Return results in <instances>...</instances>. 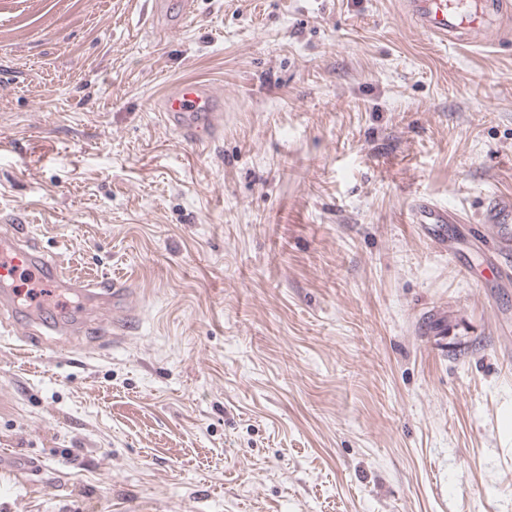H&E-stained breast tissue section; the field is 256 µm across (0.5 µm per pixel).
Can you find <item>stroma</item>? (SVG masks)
<instances>
[{
	"label": "stroma",
	"instance_id": "obj_1",
	"mask_svg": "<svg viewBox=\"0 0 512 512\" xmlns=\"http://www.w3.org/2000/svg\"><path fill=\"white\" fill-rule=\"evenodd\" d=\"M500 35L449 46L401 0H0V209L138 303L71 349L0 321V512H512ZM184 79L224 94L208 145L154 109ZM197 0H153L154 13L157 16H171L176 13L188 18L194 11ZM481 223L490 227L499 241V248L491 264L496 269L499 284L508 287L512 284V265L503 266L499 257L512 258V198H494L489 201L482 212ZM455 217L453 210L427 200L419 201L411 211L412 224H420L432 240L444 247H449L447 224H457Z\"/></svg>",
	"mask_w": 512,
	"mask_h": 512
}]
</instances>
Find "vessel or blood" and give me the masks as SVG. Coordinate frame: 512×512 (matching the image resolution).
Instances as JSON below:
<instances>
[{
    "label": "vessel or blood",
    "mask_w": 512,
    "mask_h": 512,
    "mask_svg": "<svg viewBox=\"0 0 512 512\" xmlns=\"http://www.w3.org/2000/svg\"><path fill=\"white\" fill-rule=\"evenodd\" d=\"M196 0H153L158 16L189 17ZM404 8L419 28L442 42L457 47L486 43L496 34L505 13L512 11L506 0H405ZM164 123L187 141L201 145L212 140L224 122V96L221 91L201 82L177 83L158 103ZM412 223L418 224L436 243L447 245L448 226L455 223L452 210L422 200L411 211ZM482 222L491 228L499 241L497 256L491 264L501 286L512 285V265L501 264V257L512 258V198H495L488 202ZM40 270L45 285L64 286L84 296L89 310H64L53 319L27 318L28 327H40L54 336H74L98 313L107 312L113 325H125L136 305L127 285L100 280L65 277L57 260L47 257L28 232L22 215L0 211V313L17 312V298L6 280L19 274Z\"/></svg>",
    "instance_id": "obj_1"
}]
</instances>
